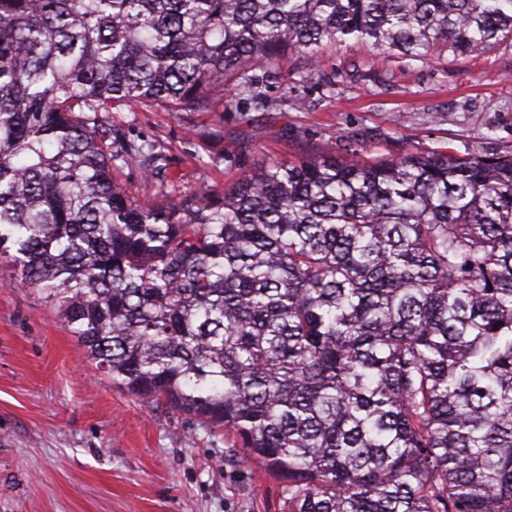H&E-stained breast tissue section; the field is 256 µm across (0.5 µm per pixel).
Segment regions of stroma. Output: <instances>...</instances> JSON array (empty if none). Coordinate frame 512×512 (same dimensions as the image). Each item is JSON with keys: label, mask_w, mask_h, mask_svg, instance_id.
I'll list each match as a JSON object with an SVG mask.
<instances>
[{"label": "stroma", "mask_w": 512, "mask_h": 512, "mask_svg": "<svg viewBox=\"0 0 512 512\" xmlns=\"http://www.w3.org/2000/svg\"><path fill=\"white\" fill-rule=\"evenodd\" d=\"M281 68L270 109L230 81L211 112L113 113V130L150 143L166 171L121 163L117 182L161 207L272 161L512 156V45L426 63L343 45L315 78L294 57ZM225 449L223 431L113 385L36 289L0 282V512H281V480Z\"/></svg>", "instance_id": "stroma-1"}]
</instances>
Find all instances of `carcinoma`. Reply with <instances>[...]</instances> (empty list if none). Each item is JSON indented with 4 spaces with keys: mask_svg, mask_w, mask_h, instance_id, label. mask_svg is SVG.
Wrapping results in <instances>:
<instances>
[{
    "mask_svg": "<svg viewBox=\"0 0 512 512\" xmlns=\"http://www.w3.org/2000/svg\"><path fill=\"white\" fill-rule=\"evenodd\" d=\"M512 40V0H0V249L137 399L229 437L287 512H512V157L267 162L142 206L112 111L266 106L279 60ZM262 73H256L257 69Z\"/></svg>",
    "mask_w": 512,
    "mask_h": 512,
    "instance_id": "cac0c4a2",
    "label": "carcinoma"
}]
</instances>
